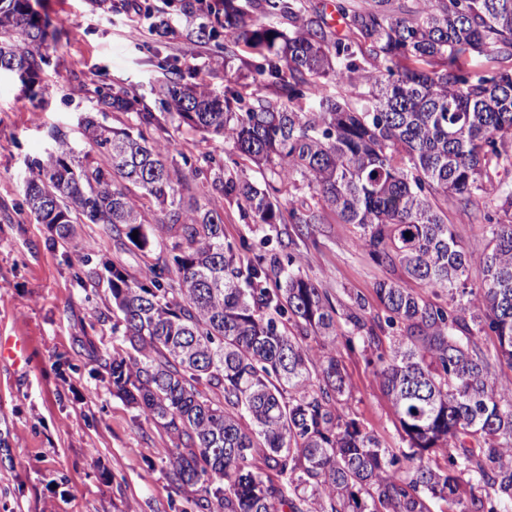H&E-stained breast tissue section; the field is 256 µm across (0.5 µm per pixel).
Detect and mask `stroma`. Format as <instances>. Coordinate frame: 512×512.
Segmentation results:
<instances>
[{"instance_id": "obj_1", "label": "stroma", "mask_w": 512, "mask_h": 512, "mask_svg": "<svg viewBox=\"0 0 512 512\" xmlns=\"http://www.w3.org/2000/svg\"><path fill=\"white\" fill-rule=\"evenodd\" d=\"M107 3L98 9L89 0H32L55 35L48 64L31 92L16 78L0 77V335L22 336L28 343L24 370L0 362V512H197L170 483L171 438L113 394L100 366V358L118 344L107 282L83 285L74 277L86 240L135 277L161 260L160 251L119 247L103 224L81 225L77 242L60 246L29 216L24 199L29 165L52 149L53 131L83 153L90 146L82 118L111 127L127 124L126 113L101 111L98 88L108 84L149 95L161 75L160 61L168 58L193 81L224 91L223 44H194L185 19L166 10L163 0ZM145 4L165 12L176 34L151 31L140 12ZM160 138L169 142L170 157L190 184H204L210 206L223 210L226 239L255 244L272 238L337 304L359 296L371 315L381 314L376 285L391 273L356 245L353 225L331 214L311 236L288 245L293 225H251L237 204L213 189L220 171L199 159H233L231 144L174 123ZM338 357L350 386L340 413L394 453L406 451L375 376V351L359 344L340 348Z\"/></svg>"}]
</instances>
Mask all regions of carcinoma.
Returning a JSON list of instances; mask_svg holds the SVG:
<instances>
[{
    "instance_id": "carcinoma-1",
    "label": "carcinoma",
    "mask_w": 512,
    "mask_h": 512,
    "mask_svg": "<svg viewBox=\"0 0 512 512\" xmlns=\"http://www.w3.org/2000/svg\"><path fill=\"white\" fill-rule=\"evenodd\" d=\"M176 2L194 42L222 37L224 63L239 60L225 70L224 94L186 81L175 64L150 87L158 112L102 87L103 105L134 116L124 128L81 122L108 162L75 153L58 131L24 192L30 217L63 244L85 219L142 251L170 247V261L138 278L104 256L84 260L76 278H107L112 333L126 350L103 368L112 391L174 439L176 493L203 512H429L433 496L456 512H512V387L493 375L479 339L494 337L512 364V70L498 67L512 59V0L340 2L345 33L302 0ZM48 28L32 0H0V75L33 87ZM475 54L490 62L481 73L465 63ZM247 72L270 93H245ZM168 120L268 170L261 188L237 161L222 165L224 197L244 203L252 223H281L277 182L306 190L288 210L298 238L329 213L354 225L376 264L400 272L377 284L384 317H368L355 298L339 342L336 304L293 257L227 242L223 214L183 207L185 174L146 134ZM132 185L163 213L171 244L152 238ZM491 196L495 214H474L491 236L464 243L448 201L466 212ZM409 281L454 306L423 299ZM357 342L379 350L377 378L409 442L404 476L391 450L338 413L349 387L337 350ZM258 454L277 480L263 476ZM465 474L494 496L462 498Z\"/></svg>"
}]
</instances>
